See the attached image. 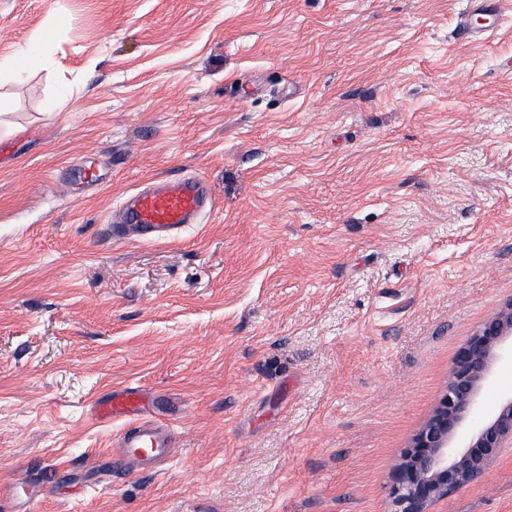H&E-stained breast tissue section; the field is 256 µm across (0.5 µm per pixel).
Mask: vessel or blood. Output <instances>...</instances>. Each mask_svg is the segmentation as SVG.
<instances>
[{"mask_svg":"<svg viewBox=\"0 0 512 512\" xmlns=\"http://www.w3.org/2000/svg\"><path fill=\"white\" fill-rule=\"evenodd\" d=\"M511 16L512 0H466L459 37L469 43L480 42ZM213 208L214 201L200 178H167L129 196L115 225L135 230L139 239L155 240L199 223L202 215ZM144 407V393L134 385L115 390L94 405V414L100 420L109 421L118 416L134 419L119 437L115 451L117 466L134 462L147 467L170 453L169 426L141 420Z\"/></svg>","mask_w":512,"mask_h":512,"instance_id":"b4317fda","label":"vessel or blood"}]
</instances>
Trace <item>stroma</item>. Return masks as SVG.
I'll use <instances>...</instances> for the list:
<instances>
[{"mask_svg":"<svg viewBox=\"0 0 512 512\" xmlns=\"http://www.w3.org/2000/svg\"><path fill=\"white\" fill-rule=\"evenodd\" d=\"M464 0H0V485L29 512H392L393 467L512 300V19ZM93 168L105 186L82 178ZM216 201L114 240L143 183ZM139 384L157 472L112 466ZM431 512H512V443ZM478 16L487 20V24L475 27L471 18ZM512 16L511 0H469L461 13L459 38L469 43H478L489 32L499 27L507 17ZM145 397L139 386H127L113 390L112 394L97 401L94 416L103 421H111L117 416H138L145 408ZM12 506L11 512H27L28 503L39 494V488L35 485H10Z\"/></svg>","mask_w":512,"mask_h":512,"instance_id":"35a3bbf8","label":"stroma"}]
</instances>
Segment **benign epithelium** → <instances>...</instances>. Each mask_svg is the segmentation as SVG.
Here are the masks:
<instances>
[{
	"mask_svg": "<svg viewBox=\"0 0 512 512\" xmlns=\"http://www.w3.org/2000/svg\"><path fill=\"white\" fill-rule=\"evenodd\" d=\"M509 361L512 301L473 332L436 410L394 467L390 496L395 512H429L433 503L479 478L512 438V392L493 412L482 410V393L494 382L496 366Z\"/></svg>",
	"mask_w": 512,
	"mask_h": 512,
	"instance_id": "1",
	"label": "benign epithelium"
}]
</instances>
